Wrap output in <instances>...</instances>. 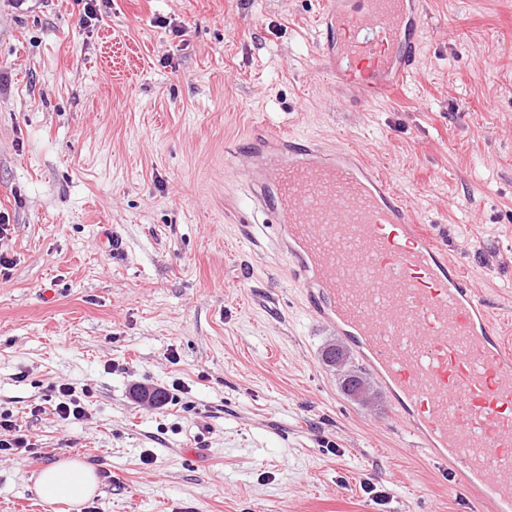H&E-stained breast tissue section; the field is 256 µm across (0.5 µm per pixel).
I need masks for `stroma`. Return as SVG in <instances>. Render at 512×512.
<instances>
[{"mask_svg": "<svg viewBox=\"0 0 512 512\" xmlns=\"http://www.w3.org/2000/svg\"><path fill=\"white\" fill-rule=\"evenodd\" d=\"M425 2L418 72L353 107L316 0H111L92 25L83 0H0V411L37 438L0 457V512H45L36 474L76 456L99 512H468L377 379L342 393L355 349L267 228L240 237L231 180L258 129L361 149L512 300V0ZM175 381L159 409L130 393ZM60 383L90 391L87 420H57Z\"/></svg>", "mask_w": 512, "mask_h": 512, "instance_id": "obj_1", "label": "stroma"}]
</instances>
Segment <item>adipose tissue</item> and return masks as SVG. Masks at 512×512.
Here are the masks:
<instances>
[{"label":"adipose tissue","mask_w":512,"mask_h":512,"mask_svg":"<svg viewBox=\"0 0 512 512\" xmlns=\"http://www.w3.org/2000/svg\"><path fill=\"white\" fill-rule=\"evenodd\" d=\"M98 487L97 466L82 459H69L46 466L36 480L40 499H64L76 505L92 498Z\"/></svg>","instance_id":"ef3b65f1"}]
</instances>
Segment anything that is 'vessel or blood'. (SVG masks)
<instances>
[{
	"mask_svg": "<svg viewBox=\"0 0 512 512\" xmlns=\"http://www.w3.org/2000/svg\"><path fill=\"white\" fill-rule=\"evenodd\" d=\"M420 0H319L317 43L338 98L376 102L418 69ZM268 132L235 176L287 243L306 312L356 349L430 452L486 512H512V308L491 303L363 153Z\"/></svg>",
	"mask_w": 512,
	"mask_h": 512,
	"instance_id": "vessel-or-blood-1",
	"label": "vessel or blood"
}]
</instances>
